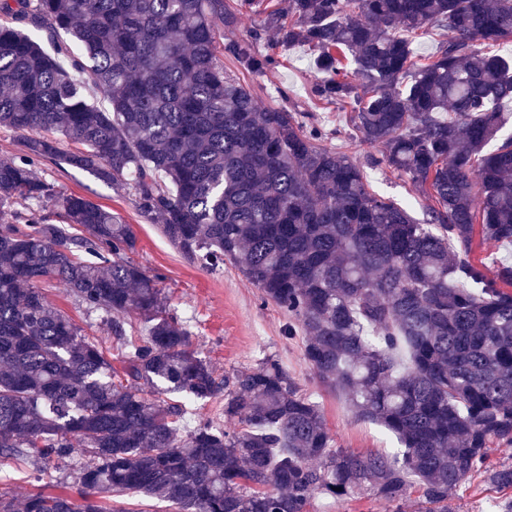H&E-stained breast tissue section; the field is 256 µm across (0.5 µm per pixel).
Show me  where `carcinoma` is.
<instances>
[{
    "label": "carcinoma",
    "mask_w": 512,
    "mask_h": 512,
    "mask_svg": "<svg viewBox=\"0 0 512 512\" xmlns=\"http://www.w3.org/2000/svg\"><path fill=\"white\" fill-rule=\"evenodd\" d=\"M0 0V13L75 47L46 52L0 24V458L86 457L77 495L40 491L0 512H107L95 495L134 490L177 512H307L316 494L375 495L448 512L476 475L512 490V265L472 257L512 243L507 123L512 0ZM256 16L245 38L238 17ZM224 27V42L217 31ZM432 28L437 55L414 65L401 31ZM316 52L313 96L352 106L367 159L405 175L426 220L369 189L329 132L259 108L224 71L277 64L257 42ZM76 146L65 152L62 145ZM47 159L125 186L184 257L227 262L288 314V337L320 382L399 439L394 455L339 448L321 405L274 356L219 379L164 310L158 279L126 253L132 225L35 174ZM64 283L110 315L128 349L116 371L99 343L49 305ZM143 323L134 341L132 317ZM224 397L223 430L181 432L183 405L139 392Z\"/></svg>",
    "instance_id": "cac0c4a2"
}]
</instances>
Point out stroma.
<instances>
[{"label":"stroma","mask_w":512,"mask_h":512,"mask_svg":"<svg viewBox=\"0 0 512 512\" xmlns=\"http://www.w3.org/2000/svg\"><path fill=\"white\" fill-rule=\"evenodd\" d=\"M257 48L276 55L277 64L255 75L239 70L232 60H225V70L240 78L253 92L259 107L284 105L300 112L303 121L332 131L327 144L363 163L367 156L381 149L360 142L349 120V105L323 104L311 93L315 80V54L302 44H277L265 37ZM38 176L66 192L86 197L118 213L136 234V247L128 257L148 276L158 277L164 291L166 310L190 329L192 348L213 367L217 377L257 363L265 355L278 357L295 378L302 393L319 401L328 428L337 447L358 452L396 451L398 442L383 427L357 420L344 397L325 388L304 361L298 338H288V318L276 306L263 304L261 291L231 265L213 268L204 261H189L160 232L156 222L140 213L134 196L124 187L101 181L92 174L48 160L36 168ZM372 192L407 207L414 219L424 217V201L414 191L407 177L378 166L368 169ZM44 292L48 301L61 309L86 336L111 347L112 334L104 311L87 312L65 286L52 281ZM168 401L183 404V424L193 428L207 419L219 428H237V421L224 416L223 399L189 400L185 394H168ZM0 473L7 482L0 489L21 499L44 491L75 492L76 465L63 468L56 462L31 463L23 459L0 458ZM505 495L475 477L465 482L448 498V512H500Z\"/></svg>","instance_id":"stroma-1"}]
</instances>
